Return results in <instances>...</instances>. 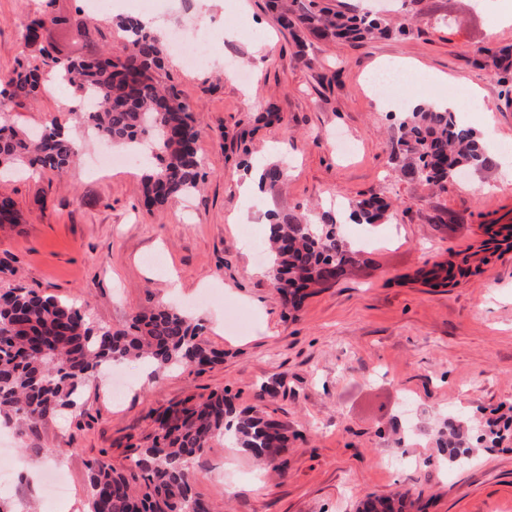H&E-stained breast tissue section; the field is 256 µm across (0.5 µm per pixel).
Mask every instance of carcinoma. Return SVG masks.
I'll return each instance as SVG.
<instances>
[{
	"mask_svg": "<svg viewBox=\"0 0 512 512\" xmlns=\"http://www.w3.org/2000/svg\"><path fill=\"white\" fill-rule=\"evenodd\" d=\"M273 4L279 26L300 44L308 33L322 40L352 41L409 34L405 23L392 26L355 9L319 8L315 0ZM48 23L91 38L78 9L28 21L23 38L39 57L18 63L0 88V112L36 99L55 77L70 89L73 102L93 100L89 109H71L78 123L129 155L154 159L141 177L148 208L197 192L203 180L197 151L202 128L179 93L160 84L158 74L166 61L163 38L126 16L110 26L122 37L117 50L94 49L62 62L34 38ZM483 54L502 78L512 76V53L486 49ZM398 132L396 157L406 177L440 183L461 170L481 173L495 166L477 131L447 107L430 103L399 113ZM80 150L78 139L63 134L54 120L35 134L0 122V172L27 168L63 176ZM283 179L281 167L267 166L259 187L273 189ZM391 217V203L376 194L350 204L349 219L356 224H383ZM340 226L333 218L313 224L290 214L268 224L267 273L285 307L298 309L307 290L358 262L361 251L347 244ZM486 233L499 248L512 239V225L491 222ZM458 273L464 270L444 264L418 271L433 288L448 286ZM203 331V324L188 313L166 306L137 313L119 329L95 328L72 303L14 288L12 297L0 303V414L35 423L62 411L73 413L85 383L114 362L138 360L155 376L181 364L210 367L222 353L200 339ZM154 423L151 441L138 449L128 468L118 470L101 458L88 461L87 512H211L193 492L195 463L212 441L226 436L258 459L287 465L285 428L252 407H237L224 392L188 397L157 414ZM511 432L512 426L487 423L478 429L477 439L494 444ZM445 445L451 462L470 451L459 426L450 428Z\"/></svg>",
	"mask_w": 512,
	"mask_h": 512,
	"instance_id": "cac0c4a2",
	"label": "carcinoma"
}]
</instances>
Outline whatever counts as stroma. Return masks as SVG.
<instances>
[{
	"mask_svg": "<svg viewBox=\"0 0 512 512\" xmlns=\"http://www.w3.org/2000/svg\"><path fill=\"white\" fill-rule=\"evenodd\" d=\"M157 0L167 31L186 36L201 15L224 35V57L190 70L170 58L163 77L187 101L203 134L200 192L147 211L139 167L92 171L103 146L84 137L53 95L13 108L20 129L52 118L83 136L79 164L0 180L22 216L0 225V290L23 287L84 306L98 326H124L160 304L204 325L222 352L204 371L184 366L158 379L124 362L133 384L117 400L106 376L91 379L76 414L36 423L0 416V448L21 465L7 495L12 512H85L86 463L128 466L155 430L154 416L189 396L228 390L288 433V464L259 466L233 441H214L199 459L193 489L211 512H362L377 496H401L404 512H512V437L474 444L450 463L438 450L448 419L512 411V248L482 250L483 220L512 224V178L500 168L431 186L400 174L396 119L379 109L367 79L379 61L410 59L422 70L406 99L459 104L494 157L512 158V91L478 49L512 46L481 0H387L388 18L415 14L405 38L365 43L307 38L298 56L267 0ZM85 0H0V76L34 56L22 25L37 11L72 12ZM249 25L252 36L241 35ZM277 112L272 125L258 112ZM276 164L285 178L245 198L248 168ZM486 193H476V185ZM376 194L394 215L374 227L343 225L364 244L353 272L285 313L256 256L269 214L318 221L347 201ZM249 211L243 243L234 218ZM470 272L433 288L420 269L460 263ZM179 291H170L169 277ZM62 464L69 494L49 499L45 471Z\"/></svg>",
	"mask_w": 512,
	"mask_h": 512,
	"instance_id": "stroma-1",
	"label": "stroma"
}]
</instances>
